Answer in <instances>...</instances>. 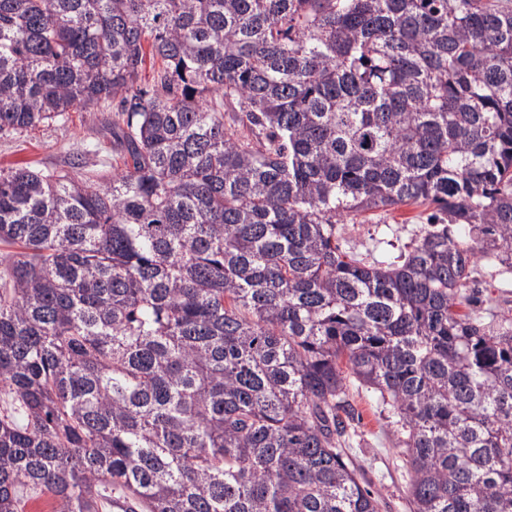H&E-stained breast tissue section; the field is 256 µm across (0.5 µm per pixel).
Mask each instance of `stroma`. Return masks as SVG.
Returning <instances> with one entry per match:
<instances>
[{
  "mask_svg": "<svg viewBox=\"0 0 512 512\" xmlns=\"http://www.w3.org/2000/svg\"><path fill=\"white\" fill-rule=\"evenodd\" d=\"M115 114L97 107L70 113L67 120L39 125L23 133H0V167L29 166L35 169L69 170L75 158L91 169L111 168L118 158L112 136L105 133ZM429 204H404L387 212H364L337 225L336 239L343 250L366 261L397 256L419 233L432 214ZM473 282L480 290L476 311L485 323L497 324L512 317V286L505 284L486 264H478ZM348 402L358 417L347 427L346 447L362 467L365 485L381 501V512H406L408 477L393 434L390 407L378 403L366 388L350 385Z\"/></svg>",
  "mask_w": 512,
  "mask_h": 512,
  "instance_id": "35a3bbf8",
  "label": "stroma"
}]
</instances>
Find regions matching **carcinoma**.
I'll return each mask as SVG.
<instances>
[{
  "instance_id": "1",
  "label": "carcinoma",
  "mask_w": 512,
  "mask_h": 512,
  "mask_svg": "<svg viewBox=\"0 0 512 512\" xmlns=\"http://www.w3.org/2000/svg\"><path fill=\"white\" fill-rule=\"evenodd\" d=\"M109 101L112 177L0 169V512H379L351 379L409 512H512V0H0L1 133ZM432 212V205L416 203L400 205L387 212L351 215L345 224H336V239L343 250L354 252L365 261L392 259L406 250L405 246L427 224ZM472 287L480 290V301L471 308L484 316V322L496 327L502 316L512 320V286L507 285L496 275L494 270L484 263L478 264L474 272ZM348 393V402L359 419L347 426L346 448L362 467V481L379 495L380 512H407L408 477L393 435L392 410L357 383L348 387Z\"/></svg>"
}]
</instances>
